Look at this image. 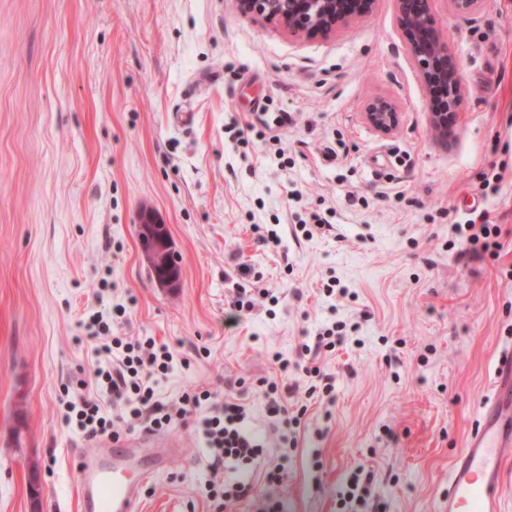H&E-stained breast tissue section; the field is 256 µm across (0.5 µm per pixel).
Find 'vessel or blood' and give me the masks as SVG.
I'll use <instances>...</instances> for the list:
<instances>
[{
  "label": "vessel or blood",
  "mask_w": 512,
  "mask_h": 512,
  "mask_svg": "<svg viewBox=\"0 0 512 512\" xmlns=\"http://www.w3.org/2000/svg\"><path fill=\"white\" fill-rule=\"evenodd\" d=\"M512 443V346L498 358L492 394L448 474L443 512H502V450ZM165 442L155 435L115 442L103 454L74 451L79 512H139L148 468L164 465Z\"/></svg>",
  "instance_id": "vessel-or-blood-1"
}]
</instances>
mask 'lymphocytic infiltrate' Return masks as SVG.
<instances>
[{"label": "lymphocytic infiltrate", "instance_id": "obj_1", "mask_svg": "<svg viewBox=\"0 0 512 512\" xmlns=\"http://www.w3.org/2000/svg\"><path fill=\"white\" fill-rule=\"evenodd\" d=\"M455 241L465 244L467 254L482 258L501 250L500 225L491 223L487 213L450 227ZM92 341L95 369L92 379H79L77 398L69 402L64 422L87 442L101 438L119 441L122 426L144 425L147 430H161L171 424L195 422L211 458L207 484L213 512H225L230 502L250 494L252 486L242 480H225L227 470L238 469L263 454V444L245 425L247 412L240 400L221 397L210 390L183 392L172 401L160 398L156 389L171 370L173 355L168 346L157 344L154 338L139 339L116 336L102 315L90 316L85 325ZM344 322L318 332L304 352L308 361L302 367L310 380L308 394L331 396L335 386L325 374L318 356L335 351L345 341ZM279 374L265 380L262 391L268 413L283 427L299 425L304 409L290 411L288 383L290 361L275 356Z\"/></svg>", "mask_w": 512, "mask_h": 512}]
</instances>
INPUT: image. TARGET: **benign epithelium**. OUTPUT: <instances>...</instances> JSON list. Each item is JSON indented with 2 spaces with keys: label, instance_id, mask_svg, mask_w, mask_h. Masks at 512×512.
I'll list each match as a JSON object with an SVG mask.
<instances>
[{
  "label": "benign epithelium",
  "instance_id": "benign-epithelium-1",
  "mask_svg": "<svg viewBox=\"0 0 512 512\" xmlns=\"http://www.w3.org/2000/svg\"><path fill=\"white\" fill-rule=\"evenodd\" d=\"M378 0H236L241 15L277 25L288 33L304 38L325 37L340 22H350L372 11ZM401 19L406 49L428 90L440 86L445 92L442 109H431L432 132L443 139L453 127L460 102L458 63L448 42L435 27L431 0H395ZM458 17L475 13L481 0H449ZM365 120L382 134L394 131L398 123L395 105L386 99L370 102ZM150 211H144L137 233L144 259L167 268L166 276L155 277L162 288L173 287L180 278L175 256L170 254L169 237Z\"/></svg>",
  "mask_w": 512,
  "mask_h": 512
}]
</instances>
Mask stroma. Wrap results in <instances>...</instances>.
Returning a JSON list of instances; mask_svg holds the SVG:
<instances>
[{"instance_id":"35a3bbf8","label":"stroma","mask_w":512,"mask_h":512,"mask_svg":"<svg viewBox=\"0 0 512 512\" xmlns=\"http://www.w3.org/2000/svg\"><path fill=\"white\" fill-rule=\"evenodd\" d=\"M432 11L462 94L444 141L394 0L301 40L235 0H0V512H78L71 452L93 446L63 423V386L93 371L79 321L96 312L115 335L169 346L162 398L244 379L266 448L246 473L253 494L228 512H345L355 474L368 512H439L512 343V0L464 19L448 0ZM377 98L400 113L391 134L364 119ZM234 119L251 123L249 148ZM496 173L501 192L483 195ZM475 210L502 228L499 259L448 246ZM144 211L172 241L176 287L150 275ZM313 212L329 228L296 235ZM256 224L279 245H260ZM333 281L347 297L324 293ZM242 287L271 296L230 329ZM336 320L352 332L321 358L335 398L290 395L307 413L282 441L259 381L277 376L273 354L299 361ZM166 435L178 451L147 472L140 512H207L195 428ZM280 462L282 483H267Z\"/></svg>"}]
</instances>
